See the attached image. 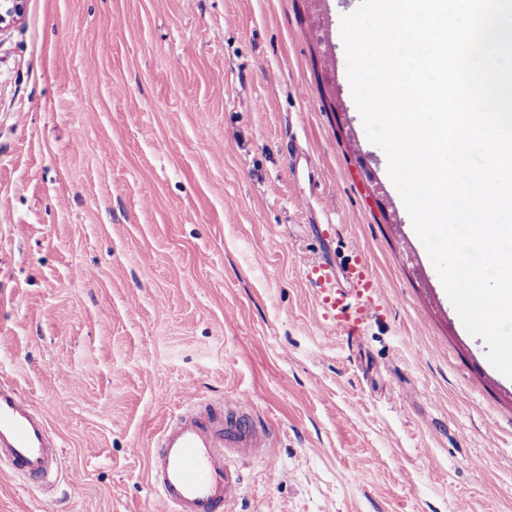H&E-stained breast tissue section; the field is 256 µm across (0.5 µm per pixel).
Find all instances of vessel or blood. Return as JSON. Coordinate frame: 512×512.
Returning <instances> with one entry per match:
<instances>
[{"label": "vessel or blood", "instance_id": "1", "mask_svg": "<svg viewBox=\"0 0 512 512\" xmlns=\"http://www.w3.org/2000/svg\"><path fill=\"white\" fill-rule=\"evenodd\" d=\"M310 272L332 295L345 287L373 286L359 263L338 269L321 260L313 262ZM275 453L266 429L254 424L245 402L220 410L203 408L195 392H186L183 407L156 435L149 458L159 512H224L243 482L239 461L252 456L270 461ZM62 454L44 416L0 375V466L49 488L57 481Z\"/></svg>", "mask_w": 512, "mask_h": 512}]
</instances>
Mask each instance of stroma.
<instances>
[{
    "mask_svg": "<svg viewBox=\"0 0 512 512\" xmlns=\"http://www.w3.org/2000/svg\"><path fill=\"white\" fill-rule=\"evenodd\" d=\"M351 4L28 0L0 31V372L64 448L51 492L0 471V512H156L189 389L276 446L228 512H512V378L358 119ZM320 258L376 284L354 333Z\"/></svg>",
    "mask_w": 512,
    "mask_h": 512,
    "instance_id": "stroma-1",
    "label": "stroma"
}]
</instances>
